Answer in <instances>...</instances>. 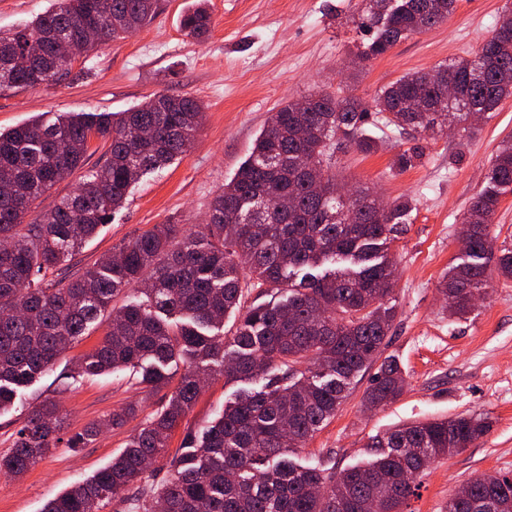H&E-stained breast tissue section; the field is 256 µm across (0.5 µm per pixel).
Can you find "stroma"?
I'll return each mask as SVG.
<instances>
[{
    "label": "stroma",
    "instance_id": "stroma-1",
    "mask_svg": "<svg viewBox=\"0 0 512 512\" xmlns=\"http://www.w3.org/2000/svg\"><path fill=\"white\" fill-rule=\"evenodd\" d=\"M358 2L210 0L212 30L201 42L180 25L192 0H159L150 24L77 59L62 80L0 93L2 131L38 115L122 112L156 93L188 94L205 107L187 154L131 187L124 207L99 226L75 267L95 263L155 225L189 231L204 223L210 201L248 157L271 113L288 99L324 89L371 104L375 93L399 76L470 54L504 8L512 7V0H457L444 24L357 63L353 57L362 35L351 17ZM377 137V148L367 153L351 146L335 149L331 164L338 183L365 185L385 199L413 203L389 250L397 271L390 298L396 319L384 349L399 363L406 385L395 402L365 409L362 396L377 371L369 365L335 417L297 449L296 459L338 474L368 459L371 437L397 426L462 413L488 415L490 432L463 452L436 460L409 502L411 512H446L449 498L468 482L512 474V279L489 271L486 294L462 318L449 315L440 292L443 273L463 256V215L483 189L502 141L512 137V99L471 135L413 137L390 126ZM415 145L423 151L420 162L404 171L393 168L395 154ZM103 334L91 330L41 378L19 389L11 412L0 414V453L11 447L27 411L45 398L55 399L67 414L56 448L22 478L0 476V512H42L49 500L111 463L141 423L164 409L168 390L141 384V369L95 376L77 371L76 360ZM239 388L220 374L207 380L170 437L169 454L180 452L187 429L204 425ZM130 403L139 408L136 418L87 447H66L70 435Z\"/></svg>",
    "mask_w": 512,
    "mask_h": 512
}]
</instances>
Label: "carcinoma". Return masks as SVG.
Returning <instances> with one entry per match:
<instances>
[{"label":"carcinoma","instance_id":"cac0c4a2","mask_svg":"<svg viewBox=\"0 0 512 512\" xmlns=\"http://www.w3.org/2000/svg\"><path fill=\"white\" fill-rule=\"evenodd\" d=\"M456 0H361L353 18L365 36L359 60L386 54L401 40L442 24ZM157 0H57L30 24L0 33V90L31 87L11 65L18 52L52 71L68 72L83 47V22L101 14L106 41L150 23ZM194 38L212 27L209 0L181 22ZM58 36L73 55H56ZM457 97H444L441 85ZM512 96V9L507 8L470 58H454L430 72L407 73L363 106L352 97L322 91L284 103L271 113L249 156L212 199L208 221L184 234L177 224H157L68 277L59 271L127 201L148 171L192 147L203 104L190 95L158 93L118 113H72L52 122L36 116L0 132V411L10 410L18 389L49 370L94 323L105 326L100 344L77 361L84 374L117 372L148 363L142 382L173 389L165 409L145 420L108 466L48 501L43 512H103L112 498L141 481L164 457L168 439L192 409L203 382L218 371L244 381L219 415L188 430L182 452L169 459L174 478L143 500L141 512H406L417 478L438 457L453 456L486 435L481 414L433 418L371 438L373 458L336 479L290 455L336 415L352 380L381 360L363 402L379 408L396 400L405 378L396 361L381 358L395 319L387 304L395 269L387 250L408 199L390 203L368 188L344 202L336 196L329 150L346 144L376 147L372 124L419 135L468 123L470 111L486 114ZM144 136L131 138L132 130ZM107 145L104 163L83 175L75 189L48 211L39 200L83 167L90 141ZM422 153L396 155L406 170ZM512 192V141L502 142L472 199L463 223L464 259L443 276L442 293L453 315L467 314L488 285L487 272L512 278V247L497 249L486 228L500 197ZM289 199L286 210L278 201ZM325 264L320 276L297 272ZM272 288L273 305L243 310L232 336L224 319L240 310L245 286ZM135 296L107 317L128 287ZM183 365L178 379L167 372ZM128 405L72 434L74 450L104 430L137 416ZM66 413L55 401L31 409L11 448L0 454V473L21 477L60 442ZM448 512H512V475L488 485L479 478Z\"/></svg>","mask_w":512,"mask_h":512}]
</instances>
